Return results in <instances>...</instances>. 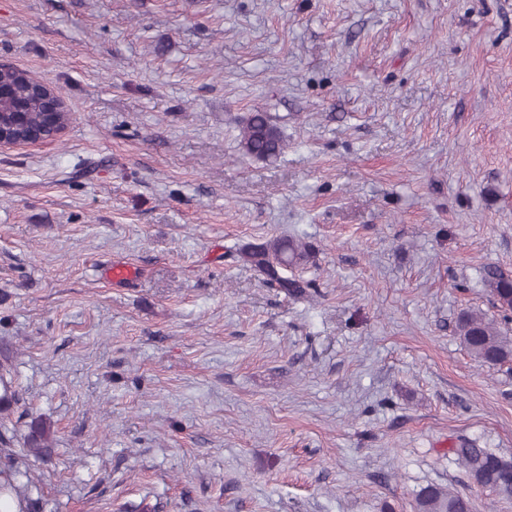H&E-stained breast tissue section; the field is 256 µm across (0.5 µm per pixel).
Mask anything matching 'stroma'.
<instances>
[{"label": "stroma", "instance_id": "obj_1", "mask_svg": "<svg viewBox=\"0 0 512 512\" xmlns=\"http://www.w3.org/2000/svg\"><path fill=\"white\" fill-rule=\"evenodd\" d=\"M60 88L0 147V360L41 512H414L512 457V361L455 331L512 274V0H0V62ZM269 112L287 147L241 155ZM310 244L271 286L239 251ZM134 277L112 281L113 266ZM238 146L247 157L277 160L286 148L282 130L268 112H251L238 126ZM481 281L495 301L505 310H512V276L494 265L483 267ZM50 429L42 420H35L30 424V431L26 438V445L33 456H41L49 447ZM453 453L457 463L478 486L512 497V459L501 456L491 449L481 448L475 442H464L453 448Z\"/></svg>", "mask_w": 512, "mask_h": 512}]
</instances>
